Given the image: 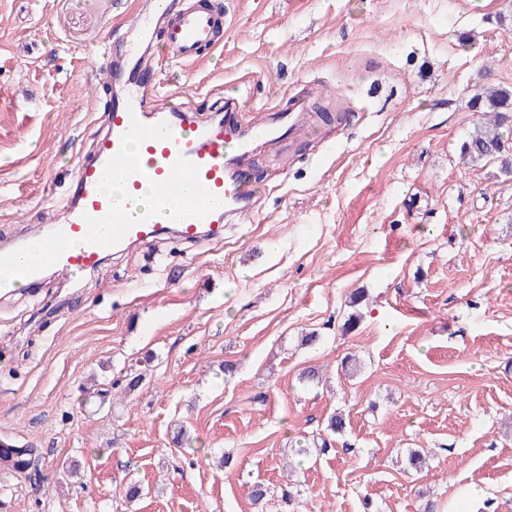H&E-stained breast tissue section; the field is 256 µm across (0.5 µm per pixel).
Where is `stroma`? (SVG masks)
<instances>
[{
	"label": "stroma",
	"instance_id": "obj_1",
	"mask_svg": "<svg viewBox=\"0 0 512 512\" xmlns=\"http://www.w3.org/2000/svg\"><path fill=\"white\" fill-rule=\"evenodd\" d=\"M144 2L0 0L1 243L62 222ZM214 2L221 47L161 58L163 93L266 125L299 94L314 121L253 143L255 211L221 239L0 296V440L44 474L0 469V512H512V177L460 158L475 90L512 86V0Z\"/></svg>",
	"mask_w": 512,
	"mask_h": 512
}]
</instances>
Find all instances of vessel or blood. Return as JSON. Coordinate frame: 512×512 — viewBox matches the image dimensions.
<instances>
[{"label": "vessel or blood", "instance_id": "vessel-or-blood-1", "mask_svg": "<svg viewBox=\"0 0 512 512\" xmlns=\"http://www.w3.org/2000/svg\"><path fill=\"white\" fill-rule=\"evenodd\" d=\"M132 29L138 36L132 68L103 59L108 81L124 82L126 91L107 106L105 135L74 169L62 204L66 222L50 227L40 257L29 264L16 262L28 239L1 245L0 288L33 287L50 269L92 271L103 255L168 233L189 241L217 235L252 212L253 194L237 175L252 142L292 133L301 123L298 100L275 130L241 124L233 101L192 127L177 106L161 102L159 84L149 79L156 46L165 44L177 62L218 47L224 13L212 0H185L176 10L166 0H150Z\"/></svg>", "mask_w": 512, "mask_h": 512}]
</instances>
